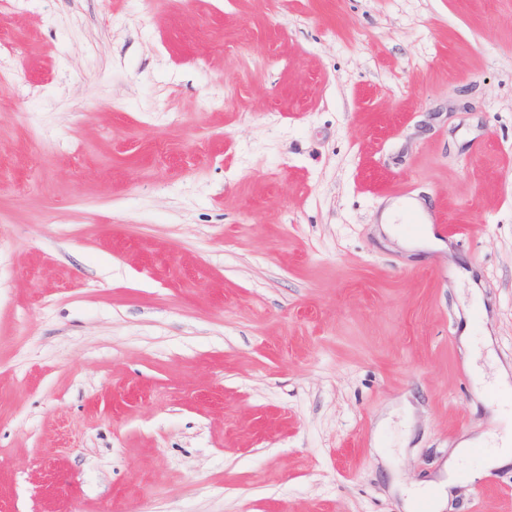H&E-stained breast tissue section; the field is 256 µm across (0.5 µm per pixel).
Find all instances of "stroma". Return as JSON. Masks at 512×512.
<instances>
[{
    "label": "stroma",
    "instance_id": "stroma-1",
    "mask_svg": "<svg viewBox=\"0 0 512 512\" xmlns=\"http://www.w3.org/2000/svg\"><path fill=\"white\" fill-rule=\"evenodd\" d=\"M466 328L512 365V0H0V512H404L452 460L512 512Z\"/></svg>",
    "mask_w": 512,
    "mask_h": 512
}]
</instances>
